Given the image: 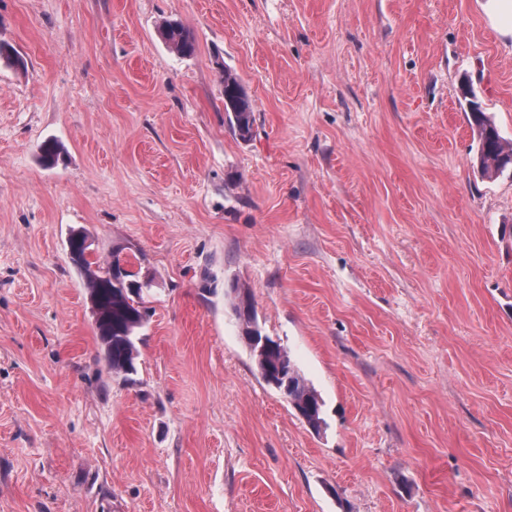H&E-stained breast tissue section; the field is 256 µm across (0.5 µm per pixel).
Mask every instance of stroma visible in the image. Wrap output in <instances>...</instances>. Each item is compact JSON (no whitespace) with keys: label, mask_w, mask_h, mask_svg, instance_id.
I'll use <instances>...</instances> for the list:
<instances>
[{"label":"stroma","mask_w":512,"mask_h":512,"mask_svg":"<svg viewBox=\"0 0 512 512\" xmlns=\"http://www.w3.org/2000/svg\"><path fill=\"white\" fill-rule=\"evenodd\" d=\"M1 41L0 512H512V168L482 176L462 94L512 143L492 0H0ZM73 228L152 283L135 383ZM160 36L167 46L181 57H190L196 51L192 36L176 21H166L160 29ZM224 112L233 131L241 139H247L255 121L253 105L239 78L227 70L224 72ZM237 298L238 301L234 306L235 313L240 321L242 335L251 349L252 356L260 369L263 380L267 385L283 394L295 412L311 429L319 433L324 423L322 418L324 404L322 399L313 387L306 384L285 347L279 342L274 341L271 337L260 334L250 296L247 293L241 294L239 292ZM253 336L264 337L266 340L265 349L260 355L256 354V348L252 349L251 341ZM283 356L288 359V363L284 362ZM285 368H288V372L286 371L280 377ZM284 377H288L287 385Z\"/></svg>","instance_id":"obj_1"}]
</instances>
